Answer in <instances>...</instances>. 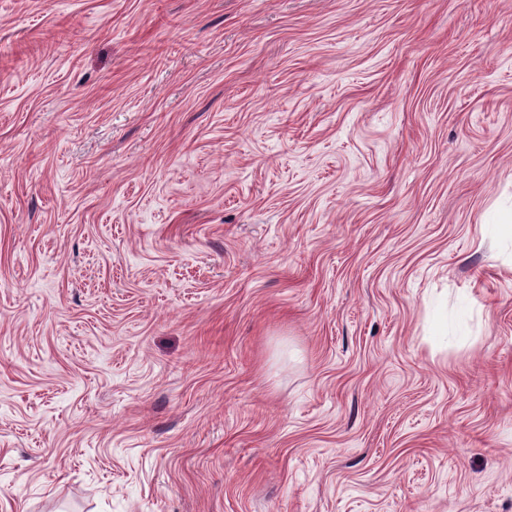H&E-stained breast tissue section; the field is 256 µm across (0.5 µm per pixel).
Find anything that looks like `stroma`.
Wrapping results in <instances>:
<instances>
[{
    "label": "stroma",
    "mask_w": 512,
    "mask_h": 512,
    "mask_svg": "<svg viewBox=\"0 0 512 512\" xmlns=\"http://www.w3.org/2000/svg\"><path fill=\"white\" fill-rule=\"evenodd\" d=\"M510 208L512 0H0V512H512ZM429 333L438 338L464 336L462 329L454 318L448 314V306L443 302L435 300L429 305Z\"/></svg>",
    "instance_id": "obj_1"
}]
</instances>
